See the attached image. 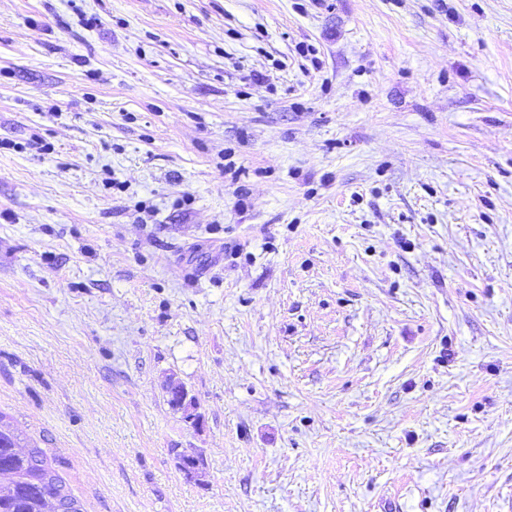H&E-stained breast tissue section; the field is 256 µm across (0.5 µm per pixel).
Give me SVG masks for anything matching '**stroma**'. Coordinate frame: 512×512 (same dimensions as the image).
<instances>
[{
	"mask_svg": "<svg viewBox=\"0 0 512 512\" xmlns=\"http://www.w3.org/2000/svg\"><path fill=\"white\" fill-rule=\"evenodd\" d=\"M0 413L83 512H512V0H0Z\"/></svg>",
	"mask_w": 512,
	"mask_h": 512,
	"instance_id": "1",
	"label": "stroma"
}]
</instances>
